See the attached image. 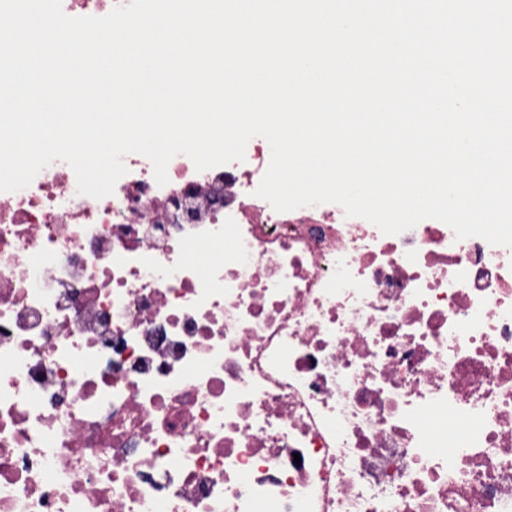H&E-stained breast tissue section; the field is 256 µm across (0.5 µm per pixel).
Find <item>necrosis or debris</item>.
Masks as SVG:
<instances>
[{
  "instance_id": "obj_1",
  "label": "necrosis or debris",
  "mask_w": 512,
  "mask_h": 512,
  "mask_svg": "<svg viewBox=\"0 0 512 512\" xmlns=\"http://www.w3.org/2000/svg\"><path fill=\"white\" fill-rule=\"evenodd\" d=\"M269 161L0 192V512H512V247L277 212Z\"/></svg>"
}]
</instances>
